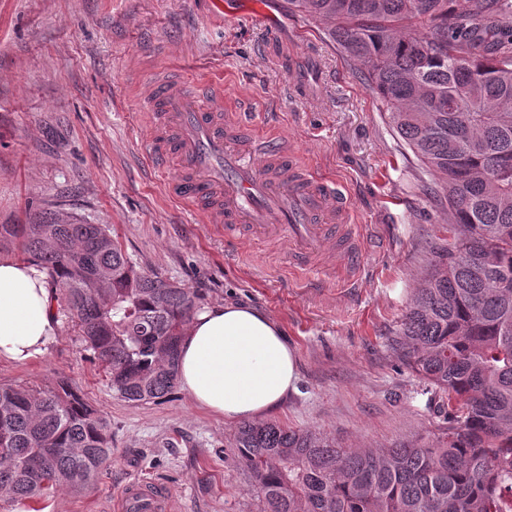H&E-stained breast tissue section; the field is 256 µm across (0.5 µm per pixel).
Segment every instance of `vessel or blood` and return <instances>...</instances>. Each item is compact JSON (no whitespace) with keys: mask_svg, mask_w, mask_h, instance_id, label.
<instances>
[{"mask_svg":"<svg viewBox=\"0 0 512 512\" xmlns=\"http://www.w3.org/2000/svg\"><path fill=\"white\" fill-rule=\"evenodd\" d=\"M224 94L210 82L189 87L178 78L156 81L149 92L150 161L168 181L170 197L199 213L225 241L287 245L290 268L329 276L362 260L348 215L350 202L335 180L301 165L277 135L256 123L225 122ZM118 512H170L171 490L132 480Z\"/></svg>","mask_w":512,"mask_h":512,"instance_id":"1","label":"vessel or blood"}]
</instances>
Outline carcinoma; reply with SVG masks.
Segmentation results:
<instances>
[{"mask_svg": "<svg viewBox=\"0 0 512 512\" xmlns=\"http://www.w3.org/2000/svg\"><path fill=\"white\" fill-rule=\"evenodd\" d=\"M288 9L329 24L403 147L443 179L448 238L395 349L444 396L448 428L431 447L345 448L246 421L232 447L261 512H512V0H288ZM0 251L45 271L116 397L174 391L196 293L137 267L107 225L55 211L0 224ZM111 458L106 419L69 380L0 386V499L84 490Z\"/></svg>", "mask_w": 512, "mask_h": 512, "instance_id": "obj_1", "label": "carcinoma"}]
</instances>
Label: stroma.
I'll use <instances>...</instances> for the list:
<instances>
[{
	"label": "stroma",
	"instance_id": "stroma-1",
	"mask_svg": "<svg viewBox=\"0 0 512 512\" xmlns=\"http://www.w3.org/2000/svg\"><path fill=\"white\" fill-rule=\"evenodd\" d=\"M0 0V224L46 207L108 225L141 268L198 296L269 314L297 354V393L271 417L352 448L430 445L447 428L433 394L393 348L400 319L448 213L440 188L388 123L382 101L287 0ZM171 70L216 80L230 116L265 107L308 166L348 196L363 243L356 274L321 283L289 273L282 247L231 244L171 199L148 161L146 86ZM68 378L105 416L112 458L94 485L0 512H113L124 485L159 481L174 512H259L232 446L236 423L182 389L128 403L60 319L39 358L0 361L1 385L48 388Z\"/></svg>",
	"mask_w": 512,
	"mask_h": 512
}]
</instances>
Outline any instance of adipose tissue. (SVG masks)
<instances>
[{
  "mask_svg": "<svg viewBox=\"0 0 512 512\" xmlns=\"http://www.w3.org/2000/svg\"><path fill=\"white\" fill-rule=\"evenodd\" d=\"M48 277L34 262L0 258V360L46 354L59 331ZM297 358L280 325L242 303L198 311L179 347V383L226 421L256 420L297 390Z\"/></svg>",
  "mask_w": 512,
  "mask_h": 512,
  "instance_id": "adipose-tissue-1",
  "label": "adipose tissue"
}]
</instances>
